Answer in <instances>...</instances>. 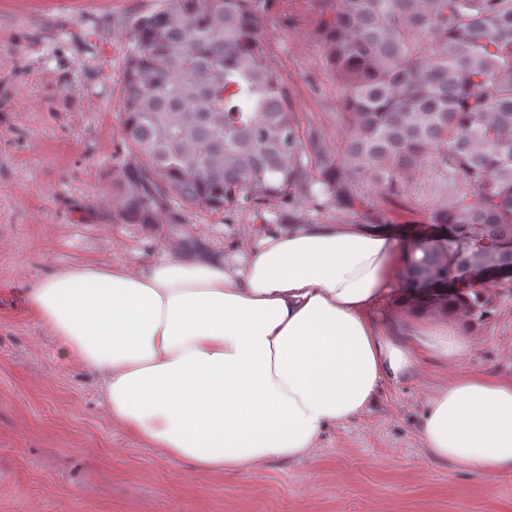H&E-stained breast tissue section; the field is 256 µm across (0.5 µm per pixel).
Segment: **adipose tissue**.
Instances as JSON below:
<instances>
[{
    "mask_svg": "<svg viewBox=\"0 0 512 512\" xmlns=\"http://www.w3.org/2000/svg\"><path fill=\"white\" fill-rule=\"evenodd\" d=\"M406 250L360 224L308 223L237 265L174 244L135 271L72 265L27 302L133 439L201 474L250 472L309 456L417 366L418 348L372 316ZM419 431L437 460L489 480L512 472V381L454 378L428 397Z\"/></svg>",
    "mask_w": 512,
    "mask_h": 512,
    "instance_id": "obj_1",
    "label": "adipose tissue"
}]
</instances>
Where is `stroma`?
Wrapping results in <instances>:
<instances>
[{
	"mask_svg": "<svg viewBox=\"0 0 512 512\" xmlns=\"http://www.w3.org/2000/svg\"><path fill=\"white\" fill-rule=\"evenodd\" d=\"M162 0H0V512H512V473L495 480L432 458L418 429L427 397L473 373L512 378V293L491 288L493 311L458 323L468 348L446 362L424 352L408 376L386 382L359 416L327 429L307 458L247 473L204 476L158 455L112 423L97 375L64 355L32 317L27 290L82 262L135 269L189 237L243 258L277 219L336 221L301 203L223 213L187 207L177 231L124 224L111 209L126 161L121 100L135 20ZM275 25L266 56L288 86L303 131L328 148L342 135L338 85L308 24V0ZM425 168L401 201L366 186L377 231L397 242L434 236ZM375 320L415 342L423 315L389 293Z\"/></svg>",
	"mask_w": 512,
	"mask_h": 512,
	"instance_id": "1",
	"label": "stroma"
}]
</instances>
